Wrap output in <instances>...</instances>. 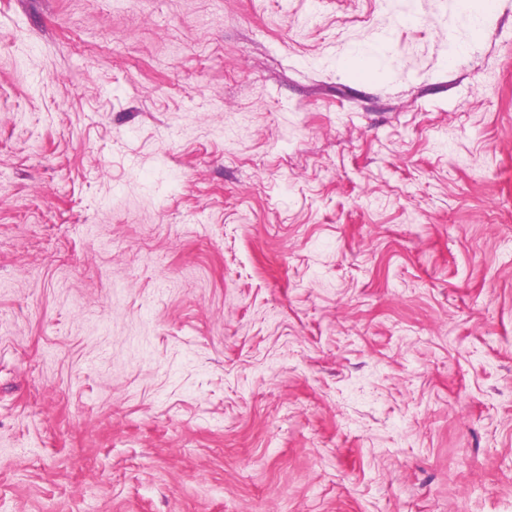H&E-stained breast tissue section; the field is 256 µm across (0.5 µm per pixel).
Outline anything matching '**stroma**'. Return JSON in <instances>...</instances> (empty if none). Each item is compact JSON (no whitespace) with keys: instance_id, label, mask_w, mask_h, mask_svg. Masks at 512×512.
Returning a JSON list of instances; mask_svg holds the SVG:
<instances>
[{"instance_id":"stroma-1","label":"stroma","mask_w":512,"mask_h":512,"mask_svg":"<svg viewBox=\"0 0 512 512\" xmlns=\"http://www.w3.org/2000/svg\"><path fill=\"white\" fill-rule=\"evenodd\" d=\"M0 512H512V0H0Z\"/></svg>"}]
</instances>
